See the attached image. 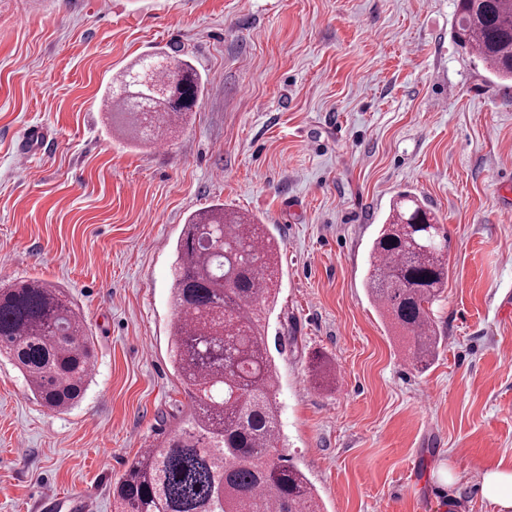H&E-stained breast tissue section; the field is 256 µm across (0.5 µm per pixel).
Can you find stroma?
Segmentation results:
<instances>
[{"label": "stroma", "instance_id": "obj_1", "mask_svg": "<svg viewBox=\"0 0 512 512\" xmlns=\"http://www.w3.org/2000/svg\"><path fill=\"white\" fill-rule=\"evenodd\" d=\"M456 8L0 0V287L64 288L96 360L81 402L57 412L0 355V512L72 492L113 512V483L189 413L171 358L174 248L219 204L277 242L263 324L282 450L326 512H448L452 495L496 512L481 485L512 468V82L457 43ZM173 48L204 80L198 105L162 145L129 144L104 91ZM404 191L448 235L442 345L424 372L364 287Z\"/></svg>", "mask_w": 512, "mask_h": 512}]
</instances>
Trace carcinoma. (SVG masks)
I'll return each instance as SVG.
<instances>
[{"label": "carcinoma", "mask_w": 512, "mask_h": 512, "mask_svg": "<svg viewBox=\"0 0 512 512\" xmlns=\"http://www.w3.org/2000/svg\"><path fill=\"white\" fill-rule=\"evenodd\" d=\"M456 40L499 80L512 79V0H458ZM152 87L180 76L178 97ZM204 80L186 60L168 69L144 55L104 96L112 124L139 143H158L196 106ZM448 235L430 210L401 193L369 253V300L400 333L411 364L435 360L431 317L448 285ZM277 245L264 224L218 205L191 215L176 243L172 358L193 409L142 451L112 486L116 512H324L307 475L279 453L280 412L261 325L277 272ZM12 356L32 394L65 411L95 367L89 327L64 289L32 279L0 289V353Z\"/></svg>", "instance_id": "cac0c4a2"}]
</instances>
